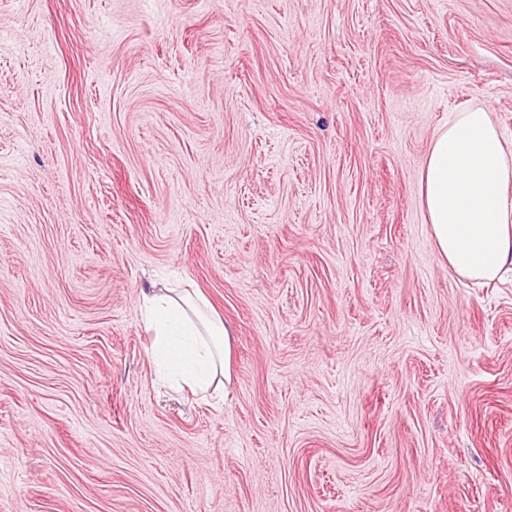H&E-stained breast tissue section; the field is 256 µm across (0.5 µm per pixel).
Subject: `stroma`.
<instances>
[{
  "label": "stroma",
  "instance_id": "1",
  "mask_svg": "<svg viewBox=\"0 0 512 512\" xmlns=\"http://www.w3.org/2000/svg\"><path fill=\"white\" fill-rule=\"evenodd\" d=\"M477 104L512 142V0H0V512H512V281L419 195ZM198 292L153 288L141 297V310L153 333L152 363L176 385L208 391L224 369L228 379L232 332L224 320L206 314Z\"/></svg>",
  "mask_w": 512,
  "mask_h": 512
}]
</instances>
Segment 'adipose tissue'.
Wrapping results in <instances>:
<instances>
[{
    "instance_id": "ef3b65f1",
    "label": "adipose tissue",
    "mask_w": 512,
    "mask_h": 512,
    "mask_svg": "<svg viewBox=\"0 0 512 512\" xmlns=\"http://www.w3.org/2000/svg\"><path fill=\"white\" fill-rule=\"evenodd\" d=\"M421 205L438 255L461 279L512 271V147L489 106L453 113L420 174ZM199 293L154 288L141 297L152 363L176 385L208 391L231 365V330Z\"/></svg>"
}]
</instances>
